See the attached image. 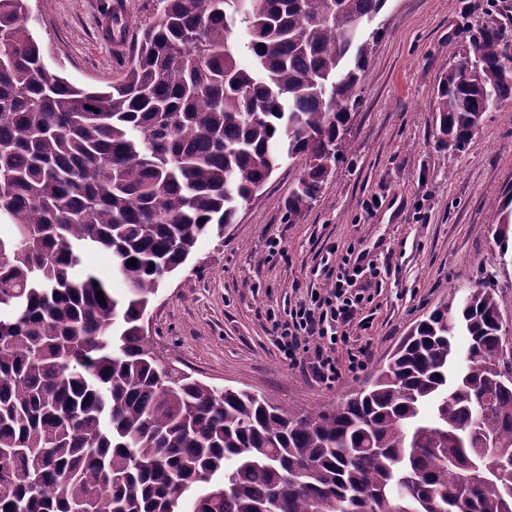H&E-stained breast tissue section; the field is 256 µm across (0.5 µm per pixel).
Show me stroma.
<instances>
[{"mask_svg": "<svg viewBox=\"0 0 512 512\" xmlns=\"http://www.w3.org/2000/svg\"><path fill=\"white\" fill-rule=\"evenodd\" d=\"M115 1L129 31L153 15L146 0H28L50 72L98 89L116 79L117 51L97 31ZM494 23L512 40V0H387L320 196L288 223L284 205L304 164L284 159L223 239H202L160 284L145 320L155 351L204 382L307 410L370 382L417 321L466 289L490 288L512 332V252L500 255L494 236L512 198V100L486 113L461 151L439 144L432 112L455 55ZM332 245L354 248L362 267L386 260L390 270L365 310L370 328L358 333L369 345L366 369L327 387L289 367L275 323L307 289L325 286Z\"/></svg>", "mask_w": 512, "mask_h": 512, "instance_id": "35a3bbf8", "label": "stroma"}]
</instances>
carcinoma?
<instances>
[{
  "label": "carcinoma",
  "mask_w": 512,
  "mask_h": 512,
  "mask_svg": "<svg viewBox=\"0 0 512 512\" xmlns=\"http://www.w3.org/2000/svg\"><path fill=\"white\" fill-rule=\"evenodd\" d=\"M385 4L155 0L95 91L45 75L27 0H0V512H512V346L488 288L440 304L367 387L306 413L207 384L145 336L159 283L283 156L305 160L288 223L317 199ZM504 40L483 27L442 78L441 145L464 150L512 98ZM511 232L512 211L504 254ZM90 248L112 253L124 294L82 266Z\"/></svg>",
  "instance_id": "carcinoma-1"
}]
</instances>
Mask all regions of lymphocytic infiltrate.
I'll return each mask as SVG.
<instances>
[{"label": "lymphocytic infiltrate", "mask_w": 512, "mask_h": 512, "mask_svg": "<svg viewBox=\"0 0 512 512\" xmlns=\"http://www.w3.org/2000/svg\"><path fill=\"white\" fill-rule=\"evenodd\" d=\"M326 287L306 294L279 323L277 344L291 365L312 372L323 383L340 379L343 372L363 370L367 364V346L353 343L354 329H368V321L359 313L364 298L357 287L360 268H349L346 259L324 258ZM346 360H339L338 351Z\"/></svg>", "instance_id": "f902f5d3"}]
</instances>
